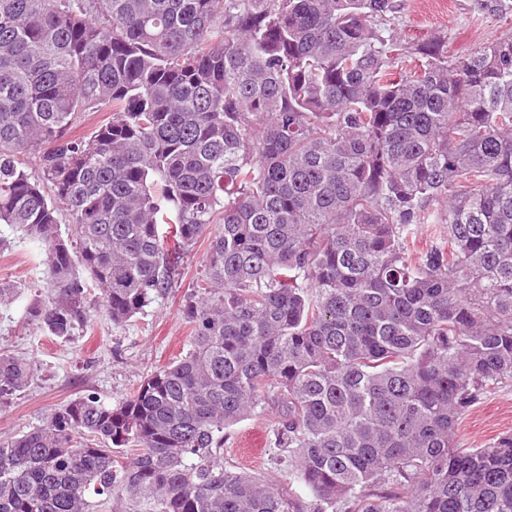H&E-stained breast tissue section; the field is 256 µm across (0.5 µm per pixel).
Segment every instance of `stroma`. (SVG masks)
Instances as JSON below:
<instances>
[{
  "mask_svg": "<svg viewBox=\"0 0 512 512\" xmlns=\"http://www.w3.org/2000/svg\"><path fill=\"white\" fill-rule=\"evenodd\" d=\"M398 36L416 44L444 37L449 55L465 58L482 50L506 30L504 21L475 15L472 0H404L392 22ZM208 239L181 257V286L157 298L144 313L123 325L113 324L103 307L92 311L90 326L66 339L48 337L26 318L31 300H51L52 279L41 263V245L12 224H0V282L21 290L11 304L0 305V351L25 357L37 372L20 395L0 404V439L30 430L67 402L88 391L110 403L125 398L140 380L178 356L189 326L181 302L186 288L201 276ZM273 412L251 416L224 431V463L244 464L238 454L250 434L259 442L258 469L278 483H287L289 467L269 429ZM512 431V381L484 396L465 415L457 440L465 448H481L504 431Z\"/></svg>",
  "mask_w": 512,
  "mask_h": 512,
  "instance_id": "stroma-1",
  "label": "stroma"
}]
</instances>
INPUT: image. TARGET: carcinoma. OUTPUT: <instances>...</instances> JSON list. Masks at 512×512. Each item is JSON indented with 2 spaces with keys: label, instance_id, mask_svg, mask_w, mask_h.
I'll list each match as a JSON object with an SVG mask.
<instances>
[{
  "label": "carcinoma",
  "instance_id": "1",
  "mask_svg": "<svg viewBox=\"0 0 512 512\" xmlns=\"http://www.w3.org/2000/svg\"><path fill=\"white\" fill-rule=\"evenodd\" d=\"M398 8L0 0V223L45 244L55 288L28 321L72 336L91 282L127 322L219 225L186 353L0 439V512H512V433L456 440L512 380V31L456 60L401 41ZM420 224L444 235L419 248ZM33 375L0 353V403ZM268 408L307 511L224 466V429ZM112 120V111H100V112H82L80 118L73 126L70 136L74 138H82L89 136V134L101 124H105Z\"/></svg>",
  "mask_w": 512,
  "mask_h": 512
}]
</instances>
